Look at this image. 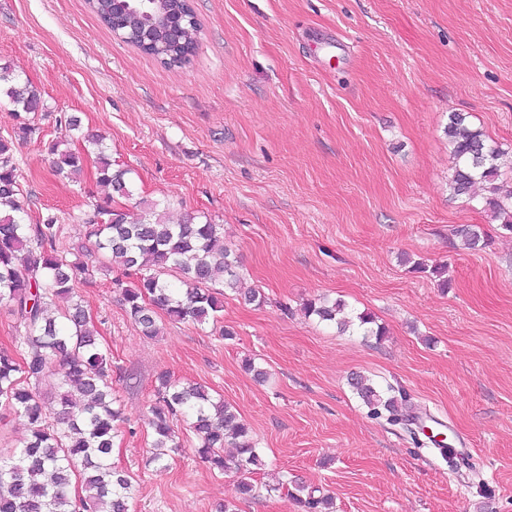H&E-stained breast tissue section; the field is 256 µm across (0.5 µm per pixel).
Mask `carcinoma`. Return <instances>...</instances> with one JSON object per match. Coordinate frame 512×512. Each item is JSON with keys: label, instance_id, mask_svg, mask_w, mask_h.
<instances>
[{"label": "carcinoma", "instance_id": "1", "mask_svg": "<svg viewBox=\"0 0 512 512\" xmlns=\"http://www.w3.org/2000/svg\"><path fill=\"white\" fill-rule=\"evenodd\" d=\"M114 0H88V7L108 29L166 67H182L194 53L198 23L186 0L145 3L128 0L129 8L142 12L136 28L122 27ZM184 15L185 35L173 41L167 25L158 21L159 9ZM0 99L14 112L43 108L40 93L9 67H0ZM455 159L449 183L453 196H471L475 187L486 192L485 205L503 230L512 232V180L500 179L504 151L489 143L484 132L467 117L454 112L445 130ZM93 146L96 174L111 195L95 205L85 221L93 252L121 273L112 279L130 318L143 336L160 333L156 310L171 320L205 324L218 321L224 289L241 292L249 302L262 303L256 289L242 290L238 256L224 244V225L210 219L185 216L172 223L157 204L144 209L135 221L112 208L114 198H129L135 186L124 171H112L106 137L87 136ZM54 172L64 177L82 172L84 157L58 141L51 145ZM27 211L16 180L13 140L0 137V305L17 317L24 331L19 349L0 350V403L22 418L29 436L20 448L0 453V512H129L131 481L112 464L114 438L122 432L121 412L112 396V354L104 350L88 325L84 306L74 300V288L88 283L87 263L70 260L56 247L58 224L53 216L41 224L25 223ZM64 303L58 316L48 308ZM342 301L309 300L304 312L321 322H336L344 330L352 321L340 317ZM364 335L380 339L373 317L356 316ZM48 387L58 409L47 414L42 387ZM357 394L375 415L388 412L399 420L404 394L394 387L377 389L363 379L354 382ZM186 420L198 436L202 461L239 477L238 491L245 497L257 493L251 474L262 458L250 438L248 425L202 386H180L166 374L158 377L155 402L148 424L154 432L152 460L181 448L173 420ZM234 452L223 454L224 444ZM307 512H329L332 499L308 496Z\"/></svg>", "mask_w": 512, "mask_h": 512}]
</instances>
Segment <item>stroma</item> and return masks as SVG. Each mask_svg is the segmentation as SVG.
<instances>
[{"instance_id":"1","label":"stroma","mask_w":512,"mask_h":512,"mask_svg":"<svg viewBox=\"0 0 512 512\" xmlns=\"http://www.w3.org/2000/svg\"><path fill=\"white\" fill-rule=\"evenodd\" d=\"M200 27L190 64L168 69L116 38L86 0H0V66L29 79L45 108L14 115L27 221L55 217L57 244L90 249L82 216L107 187L51 169L50 146L108 137L117 169L167 219L224 227L262 304L224 296L219 328L163 319L142 336L111 273L78 293L112 353L125 418L112 461L132 478L130 512H304L294 487L331 496L334 512H512V234L481 199L448 191L444 132L467 114L512 163V0H192ZM35 125L30 139L13 134ZM477 225L482 248L457 234ZM444 264L438 288L410 261ZM320 296L370 313L382 339L305 317ZM252 359L260 381L242 367ZM206 386L250 426L264 465L243 500L234 473L210 468L184 421L166 468L149 463L147 424L160 373ZM403 389L410 410L446 421L460 454L437 457L427 435L376 416L353 375ZM287 488L276 489L278 478Z\"/></svg>"}]
</instances>
